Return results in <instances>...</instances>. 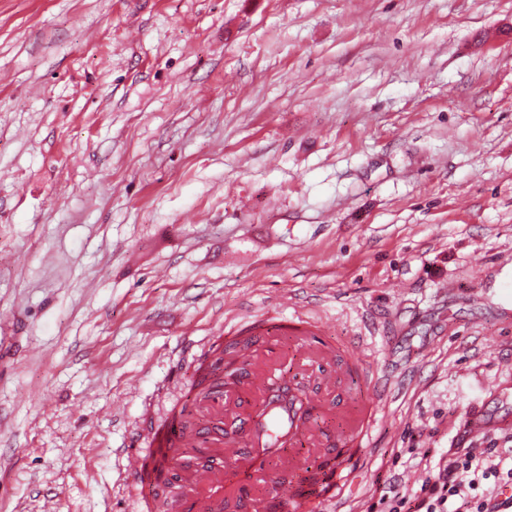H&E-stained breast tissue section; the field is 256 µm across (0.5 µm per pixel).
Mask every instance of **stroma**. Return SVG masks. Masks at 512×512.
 <instances>
[{"label": "stroma", "mask_w": 512, "mask_h": 512, "mask_svg": "<svg viewBox=\"0 0 512 512\" xmlns=\"http://www.w3.org/2000/svg\"><path fill=\"white\" fill-rule=\"evenodd\" d=\"M246 312L383 374L350 512L512 448V0H0V512H165Z\"/></svg>", "instance_id": "35a3bbf8"}]
</instances>
